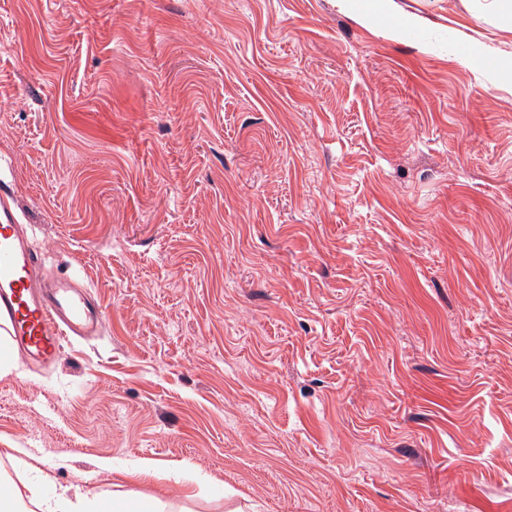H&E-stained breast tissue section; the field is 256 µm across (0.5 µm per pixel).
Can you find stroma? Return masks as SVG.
<instances>
[{
  "instance_id": "35a3bbf8",
  "label": "stroma",
  "mask_w": 512,
  "mask_h": 512,
  "mask_svg": "<svg viewBox=\"0 0 512 512\" xmlns=\"http://www.w3.org/2000/svg\"><path fill=\"white\" fill-rule=\"evenodd\" d=\"M0 0V178L107 311L0 370V477L130 512H512V82L460 0ZM153 461L161 479L129 469ZM337 5L364 27L372 26L378 14L393 13L398 9L395 0H337ZM462 61L465 64L475 63L479 67L486 89H498L507 73L512 76V55L488 54L478 41L471 40Z\"/></svg>"
}]
</instances>
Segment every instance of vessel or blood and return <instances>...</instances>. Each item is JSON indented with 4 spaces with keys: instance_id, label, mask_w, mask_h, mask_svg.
Segmentation results:
<instances>
[{
    "instance_id": "b4317fda",
    "label": "vessel or blood",
    "mask_w": 512,
    "mask_h": 512,
    "mask_svg": "<svg viewBox=\"0 0 512 512\" xmlns=\"http://www.w3.org/2000/svg\"><path fill=\"white\" fill-rule=\"evenodd\" d=\"M10 200L0 182V334L28 363L48 367L64 341L93 335L106 312L75 276L54 280L45 275V259L28 248Z\"/></svg>"
}]
</instances>
